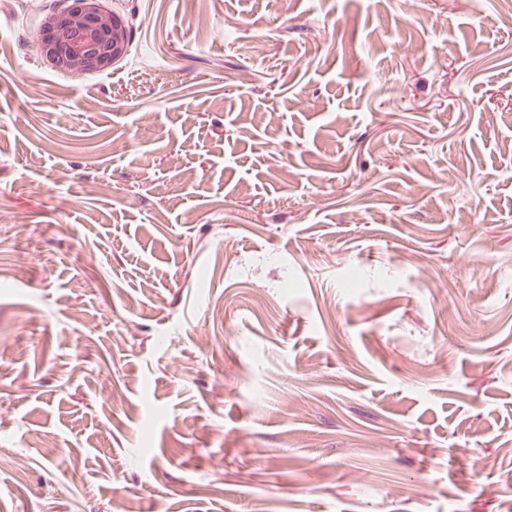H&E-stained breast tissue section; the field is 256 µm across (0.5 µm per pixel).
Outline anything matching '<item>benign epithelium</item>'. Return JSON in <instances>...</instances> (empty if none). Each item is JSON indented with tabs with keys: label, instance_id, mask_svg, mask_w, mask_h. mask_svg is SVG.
<instances>
[{
	"label": "benign epithelium",
	"instance_id": "1",
	"mask_svg": "<svg viewBox=\"0 0 512 512\" xmlns=\"http://www.w3.org/2000/svg\"><path fill=\"white\" fill-rule=\"evenodd\" d=\"M129 38L128 23L104 10L102 0H72L67 10L43 18L38 46L53 68L83 74L111 69L125 56Z\"/></svg>",
	"mask_w": 512,
	"mask_h": 512
}]
</instances>
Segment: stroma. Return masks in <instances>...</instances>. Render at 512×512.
I'll use <instances>...</instances> for the list:
<instances>
[{
	"mask_svg": "<svg viewBox=\"0 0 512 512\" xmlns=\"http://www.w3.org/2000/svg\"><path fill=\"white\" fill-rule=\"evenodd\" d=\"M0 0V512H512V0ZM120 400H113V393ZM102 0H74L42 20L38 46L53 68L72 73L104 72L127 52L130 26L104 10Z\"/></svg>",
	"mask_w": 512,
	"mask_h": 512,
	"instance_id": "stroma-1",
	"label": "stroma"
}]
</instances>
